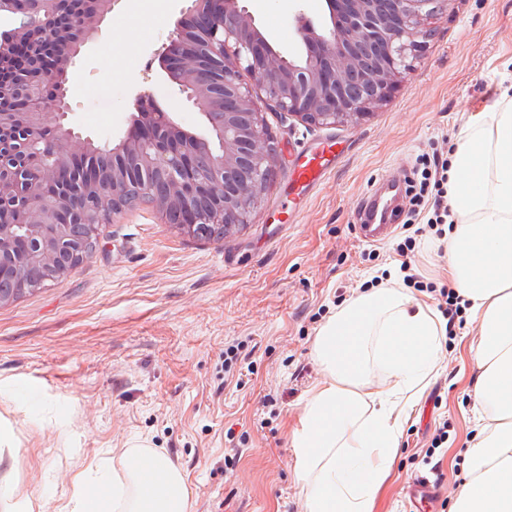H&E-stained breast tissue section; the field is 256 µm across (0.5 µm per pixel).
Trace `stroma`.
Here are the masks:
<instances>
[{
	"label": "stroma",
	"mask_w": 512,
	"mask_h": 512,
	"mask_svg": "<svg viewBox=\"0 0 512 512\" xmlns=\"http://www.w3.org/2000/svg\"><path fill=\"white\" fill-rule=\"evenodd\" d=\"M275 50L305 51L294 16L329 23L326 0H240ZM188 0H118L98 37L67 69L76 135L99 144L122 139L134 98L173 112L205 138L207 124L158 53ZM420 57L388 101L358 124L311 127L264 106L280 155L263 204L249 224L224 238L179 234L150 203L100 225L91 256L44 288L0 307V418L14 428L0 452V512L11 492L32 512H63L76 476L132 440L164 455L183 474L188 512H304L294 476L291 430L320 380L314 354L320 327L358 294L402 288L435 307L448 267L434 231L417 237L401 271L404 229L371 245L354 229L365 193L381 179L414 173L420 154L459 144L467 126L512 84V0H458L433 26ZM326 138L345 154L290 221L280 193L295 165ZM414 274L416 285L403 284ZM476 333L463 321L442 340L441 369L406 424L378 512H410L404 494L431 477V512H450L464 477V450L475 434L471 398ZM250 368L236 382L224 368ZM36 393L47 406L26 412L13 394ZM448 440L432 448L436 429Z\"/></svg>",
	"instance_id": "obj_1"
}]
</instances>
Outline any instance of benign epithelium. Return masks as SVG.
Wrapping results in <instances>:
<instances>
[{
  "instance_id": "1",
  "label": "benign epithelium",
  "mask_w": 512,
  "mask_h": 512,
  "mask_svg": "<svg viewBox=\"0 0 512 512\" xmlns=\"http://www.w3.org/2000/svg\"><path fill=\"white\" fill-rule=\"evenodd\" d=\"M457 0H327L331 27L319 32L299 12L294 21L305 47L299 61L277 52L239 0H191L159 53L162 70L207 120L218 148L176 123L171 113L137 94L128 133L112 146L121 161L87 178L83 196L51 195L47 186L74 162L100 152L86 140L79 152L67 147L68 88L10 103L47 77L37 61L11 65L13 46L29 42V26L0 43V277L14 292L0 306L24 296L82 263L90 255L71 224H100L130 209L132 192L151 199L167 223L197 236L214 224L224 233L247 224L260 208L275 171V138L257 105L255 89L282 112L312 126L357 123L384 105L426 45L433 20L454 12ZM70 0H0V12H22L45 28L55 44L57 69L65 71L81 47L95 40L114 0H90V9L71 16L63 31L54 25ZM202 21L210 50L223 66L224 93L207 79L212 56L203 57L184 40ZM253 80L242 81L241 72ZM147 169L154 181L132 184L128 170Z\"/></svg>"
}]
</instances>
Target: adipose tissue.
Listing matches in <instances>:
<instances>
[{"instance_id": "ef3b65f1", "label": "adipose tissue", "mask_w": 512, "mask_h": 512, "mask_svg": "<svg viewBox=\"0 0 512 512\" xmlns=\"http://www.w3.org/2000/svg\"><path fill=\"white\" fill-rule=\"evenodd\" d=\"M448 206L462 216L442 258L478 325L469 354L478 431L452 512H512V90L502 89L450 159ZM444 326L403 292L378 288L340 308L314 352L322 379L291 436L305 512H374L403 431L438 369ZM81 476L70 512H188L189 491L163 455L127 448Z\"/></svg>"}]
</instances>
